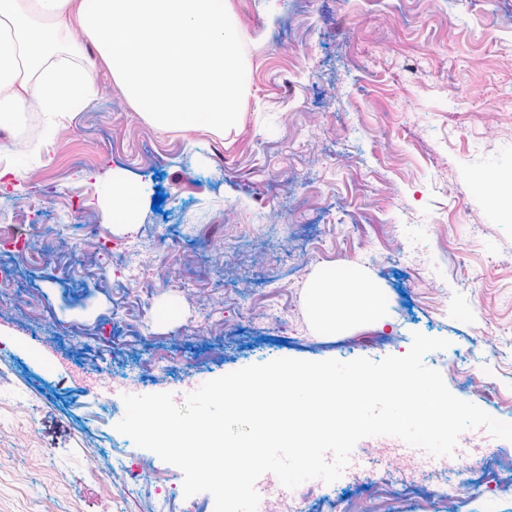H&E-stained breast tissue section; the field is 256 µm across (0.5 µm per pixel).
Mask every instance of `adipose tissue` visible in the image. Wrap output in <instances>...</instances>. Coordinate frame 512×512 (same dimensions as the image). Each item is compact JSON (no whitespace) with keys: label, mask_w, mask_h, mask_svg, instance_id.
Masks as SVG:
<instances>
[{"label":"adipose tissue","mask_w":512,"mask_h":512,"mask_svg":"<svg viewBox=\"0 0 512 512\" xmlns=\"http://www.w3.org/2000/svg\"><path fill=\"white\" fill-rule=\"evenodd\" d=\"M89 40L153 125L221 134L238 126L244 59L230 0H0L1 137L13 138L32 109L54 122L72 104L93 103ZM144 198L142 184L116 168L102 207L112 223L127 224ZM309 296L327 331L381 315L377 288L354 275L317 280Z\"/></svg>","instance_id":"ef3b65f1"}]
</instances>
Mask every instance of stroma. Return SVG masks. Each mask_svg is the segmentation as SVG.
I'll list each match as a JSON object with an SVG mask.
<instances>
[{"mask_svg":"<svg viewBox=\"0 0 512 512\" xmlns=\"http://www.w3.org/2000/svg\"><path fill=\"white\" fill-rule=\"evenodd\" d=\"M231 2L245 96L229 134L151 125L99 63L94 103L30 163L0 146V512H214L117 431L125 392L180 405L275 359L403 356L417 332L449 340L424 363L454 396L512 421V221L483 183L512 188V0ZM115 167L147 187L130 224L100 206ZM351 274L384 321L324 333L308 289ZM127 370L108 401L82 380ZM462 457L449 506L425 509L445 478L426 468L374 512H512V442Z\"/></svg>","mask_w":512,"mask_h":512,"instance_id":"35a3bbf8","label":"stroma"}]
</instances>
